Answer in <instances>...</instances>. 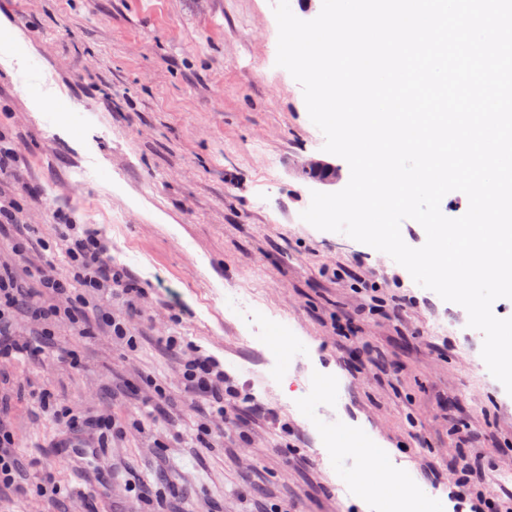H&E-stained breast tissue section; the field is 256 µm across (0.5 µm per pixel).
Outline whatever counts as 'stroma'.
<instances>
[{"mask_svg":"<svg viewBox=\"0 0 512 512\" xmlns=\"http://www.w3.org/2000/svg\"><path fill=\"white\" fill-rule=\"evenodd\" d=\"M0 16L34 60L0 65V135L21 155L0 176V200L48 243L19 256L2 239L0 266L29 288L35 271L62 267L59 210L93 226L144 288L135 348L61 319L54 342L76 366L0 359V424L24 465L0 487V512H44L47 470L59 512H367L378 492L346 468L351 452L324 453L326 433L348 428L392 448L438 498L470 458L492 471L497 512H512L498 499L512 488V395L486 368L466 310L389 255L300 217L319 188L303 162L348 164L324 151L300 84L276 64L273 0H0ZM27 88L60 91L80 124L61 135L54 113L28 110ZM364 281L387 313L361 315ZM245 296L288 326L289 356L252 339L236 304ZM163 336L211 355L261 413L226 404L234 433L200 436L205 401ZM322 369L340 379L335 400L289 403ZM43 388L79 423H115L90 438L95 459L55 454L62 427L33 400ZM430 465L437 481L421 477Z\"/></svg>","mask_w":512,"mask_h":512,"instance_id":"1","label":"stroma"}]
</instances>
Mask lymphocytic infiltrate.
<instances>
[{
    "mask_svg": "<svg viewBox=\"0 0 512 512\" xmlns=\"http://www.w3.org/2000/svg\"><path fill=\"white\" fill-rule=\"evenodd\" d=\"M53 231L67 243L65 268L58 274H39L37 288L20 287L8 270L0 268V357H27L34 347L9 332L15 314L29 315L41 322L40 336L49 340L50 326L57 319H68L84 331L105 328L113 339L128 337L126 316L113 313V304L132 305L143 290L124 270L112 262L110 249L97 232L70 223L61 212L52 214ZM64 299V306H47L40 300L41 291ZM162 345L181 360V374L186 384L202 395L211 415L224 414L226 398L236 392L228 384L224 371L209 357L197 354L179 337L169 336Z\"/></svg>",
    "mask_w": 512,
    "mask_h": 512,
    "instance_id": "lymphocytic-infiltrate-1",
    "label": "lymphocytic infiltrate"
}]
</instances>
